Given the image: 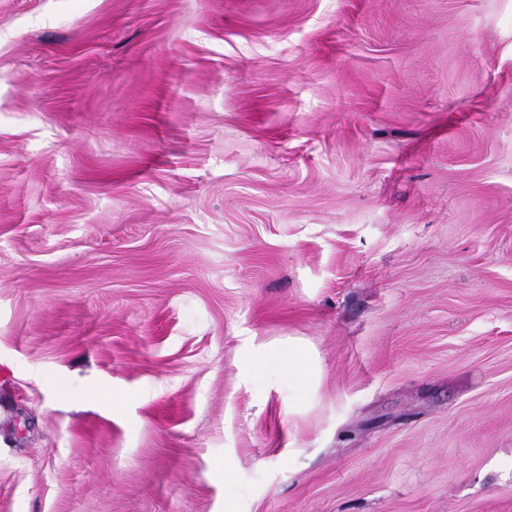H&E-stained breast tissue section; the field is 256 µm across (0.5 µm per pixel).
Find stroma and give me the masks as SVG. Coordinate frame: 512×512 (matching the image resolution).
I'll use <instances>...</instances> for the list:
<instances>
[{
	"mask_svg": "<svg viewBox=\"0 0 512 512\" xmlns=\"http://www.w3.org/2000/svg\"><path fill=\"white\" fill-rule=\"evenodd\" d=\"M0 512H512V0H0ZM251 363L264 368L273 366L278 368L288 367V379H292L296 382L302 381L305 376L304 365L299 361L295 352L291 351L270 353L259 359L251 360Z\"/></svg>",
	"mask_w": 512,
	"mask_h": 512,
	"instance_id": "1",
	"label": "stroma"
}]
</instances>
